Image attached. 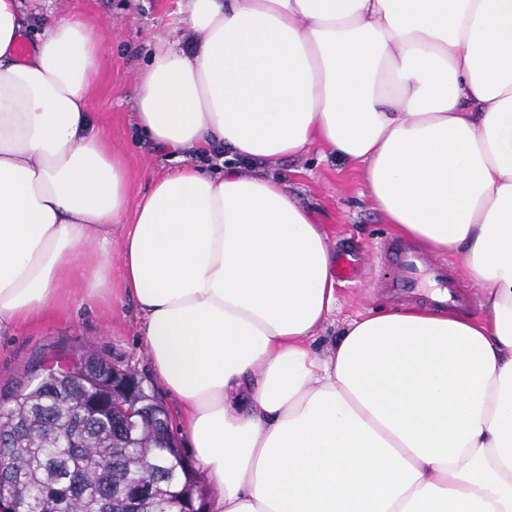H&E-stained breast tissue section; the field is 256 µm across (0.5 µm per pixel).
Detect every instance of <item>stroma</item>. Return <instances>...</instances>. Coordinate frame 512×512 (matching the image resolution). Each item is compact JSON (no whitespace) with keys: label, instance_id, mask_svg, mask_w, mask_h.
<instances>
[{"label":"stroma","instance_id":"35a3bbf8","mask_svg":"<svg viewBox=\"0 0 512 512\" xmlns=\"http://www.w3.org/2000/svg\"><path fill=\"white\" fill-rule=\"evenodd\" d=\"M28 6L26 43L58 19L76 16L106 28L97 80L89 106L97 127L113 151L123 155L129 170L131 198H138L151 178L170 169L164 154L138 133L135 122L136 69L161 38L190 45L186 29V0H25ZM323 224L334 257L353 255L359 271L352 280H337L338 304L317 331L311 347L328 350L337 341L346 320L402 305H426L429 293L414 294L394 288L395 267L387 249L406 247L373 207L363 166L336 158L325 145L306 154L281 160L274 168ZM448 268V291L460 308L478 311L480 291L464 276L457 254H439ZM94 348L114 361L131 366L145 390L154 394L168 414L178 409L176 399L158 382L139 334L137 308L120 286L90 294L80 271L66 285L65 303L45 315L0 334V400L29 380L35 362Z\"/></svg>","mask_w":512,"mask_h":512}]
</instances>
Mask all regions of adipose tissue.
I'll use <instances>...</instances> for the list:
<instances>
[{
    "label": "adipose tissue",
    "instance_id": "1",
    "mask_svg": "<svg viewBox=\"0 0 512 512\" xmlns=\"http://www.w3.org/2000/svg\"><path fill=\"white\" fill-rule=\"evenodd\" d=\"M22 8L0 0V332L77 262L111 288L131 220L121 283L207 512H512V0H187L197 41L150 51L137 129L230 164L135 202L89 112L104 33L62 19L23 55ZM315 143L364 165L396 234L460 256L480 314L388 309L310 350L328 236L264 169Z\"/></svg>",
    "mask_w": 512,
    "mask_h": 512
}]
</instances>
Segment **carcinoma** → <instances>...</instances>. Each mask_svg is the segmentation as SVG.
<instances>
[{
  "label": "carcinoma",
  "mask_w": 512,
  "mask_h": 512,
  "mask_svg": "<svg viewBox=\"0 0 512 512\" xmlns=\"http://www.w3.org/2000/svg\"><path fill=\"white\" fill-rule=\"evenodd\" d=\"M35 380L0 402V512H134L137 489L155 512H204L166 412L129 366L87 352Z\"/></svg>",
  "instance_id": "cac0c4a2"
}]
</instances>
